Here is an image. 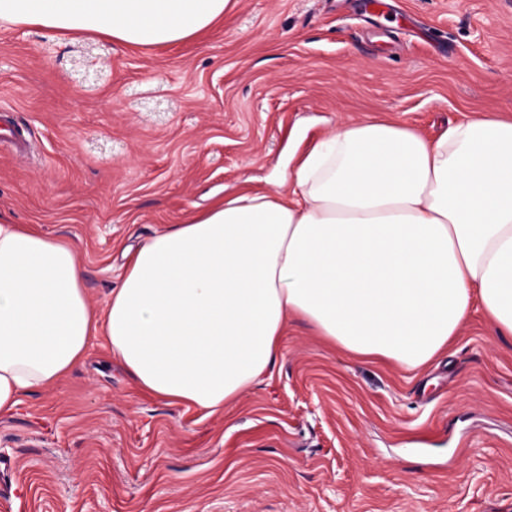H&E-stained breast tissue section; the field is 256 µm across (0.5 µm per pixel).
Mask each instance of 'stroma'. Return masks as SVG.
<instances>
[{
  "label": "stroma",
  "instance_id": "35a3bbf8",
  "mask_svg": "<svg viewBox=\"0 0 512 512\" xmlns=\"http://www.w3.org/2000/svg\"><path fill=\"white\" fill-rule=\"evenodd\" d=\"M235 0L165 47L0 26V217L77 247L103 305L123 250L214 197L272 191L337 125L425 139L512 119V0ZM0 512H512V335L473 310L417 371L291 321L272 379L206 417L139 391L93 339L0 415Z\"/></svg>",
  "mask_w": 512,
  "mask_h": 512
}]
</instances>
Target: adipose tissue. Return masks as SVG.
Instances as JSON below:
<instances>
[{"instance_id": "1", "label": "adipose tissue", "mask_w": 512, "mask_h": 512, "mask_svg": "<svg viewBox=\"0 0 512 512\" xmlns=\"http://www.w3.org/2000/svg\"><path fill=\"white\" fill-rule=\"evenodd\" d=\"M231 0H0V24L162 47ZM105 310L72 242L0 220V414L106 336L145 393L207 416L273 377L290 318L414 371L481 308L512 335V121L428 141L381 121L322 136L277 190L225 197L127 252Z\"/></svg>"}]
</instances>
